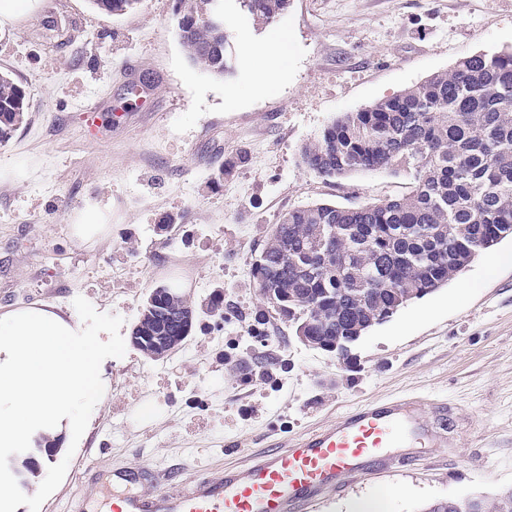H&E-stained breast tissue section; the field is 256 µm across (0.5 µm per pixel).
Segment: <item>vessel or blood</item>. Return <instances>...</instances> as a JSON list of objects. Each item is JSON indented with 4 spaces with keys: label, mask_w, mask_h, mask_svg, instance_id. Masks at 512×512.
Here are the masks:
<instances>
[{
    "label": "vessel or blood",
    "mask_w": 512,
    "mask_h": 512,
    "mask_svg": "<svg viewBox=\"0 0 512 512\" xmlns=\"http://www.w3.org/2000/svg\"><path fill=\"white\" fill-rule=\"evenodd\" d=\"M447 420V404L426 396L368 401L233 470L186 477L174 468L92 465L86 482L111 490L112 512H318L342 480L384 464L392 449L447 447Z\"/></svg>",
    "instance_id": "b4317fda"
}]
</instances>
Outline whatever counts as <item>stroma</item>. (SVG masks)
<instances>
[{"instance_id": "obj_1", "label": "stroma", "mask_w": 512, "mask_h": 512, "mask_svg": "<svg viewBox=\"0 0 512 512\" xmlns=\"http://www.w3.org/2000/svg\"><path fill=\"white\" fill-rule=\"evenodd\" d=\"M176 0H142L124 14L91 0H36L0 25V71L29 101L25 122L0 142V315L32 305L82 318L104 349L101 400L89 427L53 455L0 448V485L36 458L43 490L7 512H66L83 462L233 468L273 438L294 439L356 405L426 393L454 409L449 448L395 457L327 496L320 512H423L434 502L512 488V238L476 257L448 285L374 326L354 366L267 327L269 379L245 381L249 328L264 301L241 267L296 206H355L408 194L404 172L326 181L301 148L335 118L451 68L477 52L512 50V0H290L282 19L255 29L226 0L234 70L207 74L189 58ZM73 29L50 47L42 23ZM270 41L268 58L245 47ZM276 71L271 88L259 71ZM93 220L87 241L73 225ZM224 272V349L237 366L189 408L186 386L214 377L198 328L162 365L131 343L149 287L179 279L205 322L209 292L189 276ZM147 285L129 296V272Z\"/></svg>"}]
</instances>
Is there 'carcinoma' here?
I'll return each mask as SVG.
<instances>
[{
    "instance_id": "cac0c4a2",
    "label": "carcinoma",
    "mask_w": 512,
    "mask_h": 512,
    "mask_svg": "<svg viewBox=\"0 0 512 512\" xmlns=\"http://www.w3.org/2000/svg\"><path fill=\"white\" fill-rule=\"evenodd\" d=\"M140 0H93L123 14ZM253 26L278 21L290 0H234ZM214 0H178V31L190 60L222 76L233 66L228 35ZM57 45L72 34L44 24ZM24 89L0 73V141L23 123ZM306 170L324 180L357 171L395 169L413 180L410 193L379 203L342 207L315 203L283 213L253 258L250 276L295 339L324 352L363 336L400 308L452 280L474 255L512 237V51L478 53L450 69L345 112L300 153ZM172 283L143 301L131 343L153 360L181 346L195 320ZM426 512H512V490L494 498L438 501Z\"/></svg>"
}]
</instances>
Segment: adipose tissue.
<instances>
[{
    "instance_id": "1",
    "label": "adipose tissue",
    "mask_w": 512,
    "mask_h": 512,
    "mask_svg": "<svg viewBox=\"0 0 512 512\" xmlns=\"http://www.w3.org/2000/svg\"><path fill=\"white\" fill-rule=\"evenodd\" d=\"M87 333L41 308L0 315V448H52L86 426L101 359Z\"/></svg>"
}]
</instances>
